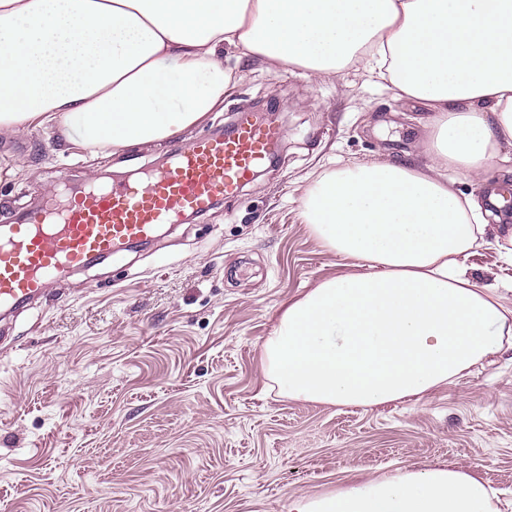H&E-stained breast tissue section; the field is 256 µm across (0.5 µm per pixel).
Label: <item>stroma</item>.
<instances>
[{
	"mask_svg": "<svg viewBox=\"0 0 512 512\" xmlns=\"http://www.w3.org/2000/svg\"><path fill=\"white\" fill-rule=\"evenodd\" d=\"M223 104L162 145L105 158L49 130L0 133V222L43 194L154 168L274 103L279 161L205 215L52 283L0 320V512H288L372 478L454 464L512 512V348L451 384L374 409L266 390L282 305L347 270L300 217L323 171L426 165L428 114L350 67L330 78L228 53ZM512 220L465 260L512 307Z\"/></svg>",
	"mask_w": 512,
	"mask_h": 512,
	"instance_id": "stroma-1",
	"label": "stroma"
}]
</instances>
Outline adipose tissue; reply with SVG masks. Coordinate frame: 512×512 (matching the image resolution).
Instances as JSON below:
<instances>
[{
    "label": "adipose tissue",
    "mask_w": 512,
    "mask_h": 512,
    "mask_svg": "<svg viewBox=\"0 0 512 512\" xmlns=\"http://www.w3.org/2000/svg\"><path fill=\"white\" fill-rule=\"evenodd\" d=\"M228 49L326 78L356 65L431 113L427 169L356 162L307 188L305 224L357 269L282 308L267 388L373 408L512 347V310L463 264L485 213L451 177L512 162V0H0V131L53 130L95 157L164 142L223 102ZM494 498L451 466L288 512H498Z\"/></svg>",
    "instance_id": "obj_1"
}]
</instances>
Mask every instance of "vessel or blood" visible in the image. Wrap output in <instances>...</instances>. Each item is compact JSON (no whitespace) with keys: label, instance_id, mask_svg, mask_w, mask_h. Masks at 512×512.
<instances>
[{"label":"vessel or blood","instance_id":"b4317fda","mask_svg":"<svg viewBox=\"0 0 512 512\" xmlns=\"http://www.w3.org/2000/svg\"><path fill=\"white\" fill-rule=\"evenodd\" d=\"M283 135L245 112L134 181L92 185L58 209L37 205L0 223V313L44 296L54 280L155 238L162 225L236 195Z\"/></svg>","mask_w":512,"mask_h":512}]
</instances>
